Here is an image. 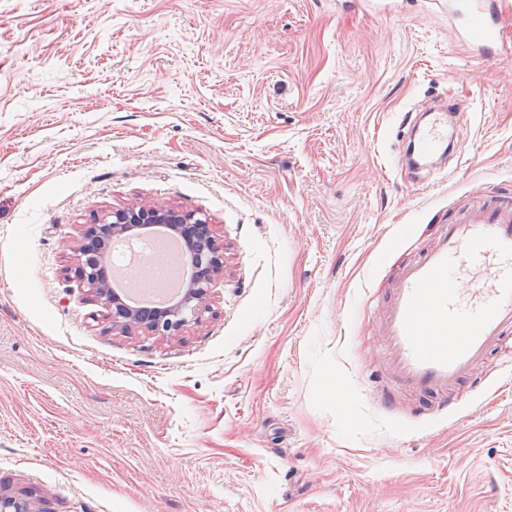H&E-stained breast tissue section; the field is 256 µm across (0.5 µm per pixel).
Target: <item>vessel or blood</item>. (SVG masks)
I'll list each match as a JSON object with an SVG mask.
<instances>
[{"label": "vessel or blood", "instance_id": "obj_1", "mask_svg": "<svg viewBox=\"0 0 512 512\" xmlns=\"http://www.w3.org/2000/svg\"><path fill=\"white\" fill-rule=\"evenodd\" d=\"M504 0H448L458 41L488 59L503 54L495 29ZM462 106L427 113L411 129L416 159L446 154L448 124ZM378 334L399 389L448 405L512 334V192L480 195L442 225L418 258L403 266L382 308Z\"/></svg>", "mask_w": 512, "mask_h": 512}]
</instances>
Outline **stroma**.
<instances>
[{"instance_id":"obj_1","label":"stroma","mask_w":512,"mask_h":512,"mask_svg":"<svg viewBox=\"0 0 512 512\" xmlns=\"http://www.w3.org/2000/svg\"><path fill=\"white\" fill-rule=\"evenodd\" d=\"M467 110L413 169L423 104ZM512 187V53L434 0H0V493L37 512H512V366L445 414L385 396L402 264ZM207 215L210 310L113 329L94 215Z\"/></svg>"}]
</instances>
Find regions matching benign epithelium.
I'll list each match as a JSON object with an SVG mask.
<instances>
[{"instance_id": "benign-epithelium-1", "label": "benign epithelium", "mask_w": 512, "mask_h": 512, "mask_svg": "<svg viewBox=\"0 0 512 512\" xmlns=\"http://www.w3.org/2000/svg\"><path fill=\"white\" fill-rule=\"evenodd\" d=\"M150 224H166L190 239L194 245L191 263L195 269L203 271L201 279L190 281L181 301L158 318L123 304L111 285L97 275L104 258V253L96 251L99 242L126 237L134 229ZM77 250L79 280L94 298L113 309V326L123 331L142 329L160 336L178 335L185 327L199 322L207 312L208 285L224 273V244L217 237L213 224L200 214L165 203L132 204L94 218L82 232ZM0 512L33 510L26 499L0 497Z\"/></svg>"}]
</instances>
